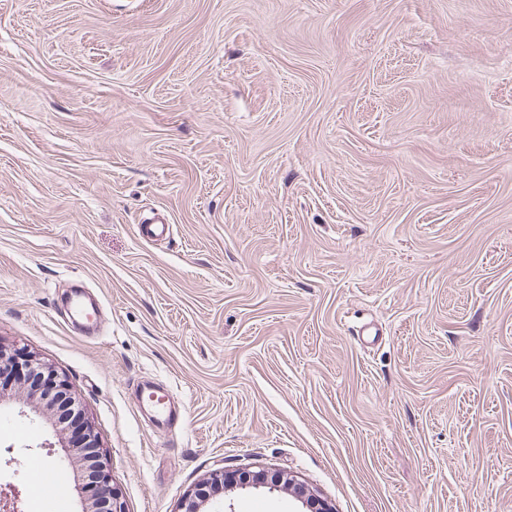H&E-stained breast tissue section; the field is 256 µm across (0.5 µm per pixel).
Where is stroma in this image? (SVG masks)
<instances>
[{"mask_svg": "<svg viewBox=\"0 0 512 512\" xmlns=\"http://www.w3.org/2000/svg\"><path fill=\"white\" fill-rule=\"evenodd\" d=\"M0 345L67 377L125 512L238 466L335 512H512V0H0ZM57 440L0 395L25 512L32 460L83 512ZM169 395L164 392V399L161 401H148L141 396L138 398V405L140 410L149 407L153 412V426L159 433H168L171 422L170 412L168 410Z\"/></svg>", "mask_w": 512, "mask_h": 512, "instance_id": "1", "label": "stroma"}]
</instances>
